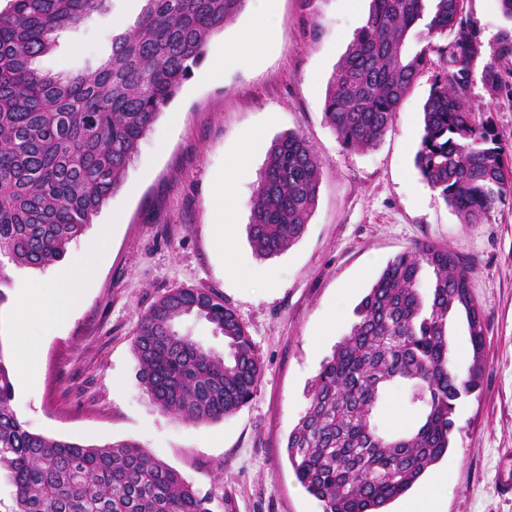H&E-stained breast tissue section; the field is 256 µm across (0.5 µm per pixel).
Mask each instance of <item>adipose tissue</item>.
Listing matches in <instances>:
<instances>
[{
  "label": "adipose tissue",
  "instance_id": "ef3b65f1",
  "mask_svg": "<svg viewBox=\"0 0 512 512\" xmlns=\"http://www.w3.org/2000/svg\"><path fill=\"white\" fill-rule=\"evenodd\" d=\"M91 265V259H84L78 270H64L56 281L36 283L27 289L20 303L15 329V363L20 382H28L37 370V363L30 354L29 326L36 324L43 332L53 331L58 323L67 317L76 302L69 287L70 282L75 280L78 272L87 271Z\"/></svg>",
  "mask_w": 512,
  "mask_h": 512
}]
</instances>
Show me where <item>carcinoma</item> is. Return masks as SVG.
Returning a JSON list of instances; mask_svg holds the SVG:
<instances>
[{"label":"carcinoma","instance_id":"1","mask_svg":"<svg viewBox=\"0 0 512 512\" xmlns=\"http://www.w3.org/2000/svg\"><path fill=\"white\" fill-rule=\"evenodd\" d=\"M105 2L11 0L0 11V304L9 285L5 264L44 269L66 257L119 188L141 138L191 77L210 37L249 0H144L95 69L56 75L34 67L55 32L79 26ZM463 4L372 0L332 77L324 116L344 147L376 146L437 53L447 67L424 104L415 166L461 223L481 224L512 200L503 135L486 117L512 62V0H498L501 26L488 45ZM412 36L419 48L409 52ZM477 81L489 98L480 110L466 105ZM319 182L320 165L301 135L274 143L252 201L249 237L259 256H276L301 237ZM426 269L434 278L422 292ZM471 274L463 256L433 241L396 255L322 363L286 453L324 512H385L447 453L455 404L474 392L483 372L485 326ZM458 315L473 351L464 377L452 366L448 341V322ZM188 317L224 336V352L181 334L177 326ZM132 348L152 403L193 423L238 411L262 373L236 312L190 288L168 292L140 316ZM396 384L405 389L411 420L385 435L373 419ZM14 393L0 352V471L14 487L8 512H214L210 493L137 442L85 445L31 432L12 407Z\"/></svg>","mask_w":512,"mask_h":512}]
</instances>
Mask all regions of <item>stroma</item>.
<instances>
[{"instance_id":"35a3bbf8","label":"stroma","mask_w":512,"mask_h":512,"mask_svg":"<svg viewBox=\"0 0 512 512\" xmlns=\"http://www.w3.org/2000/svg\"><path fill=\"white\" fill-rule=\"evenodd\" d=\"M281 23L249 61L226 54L254 24L245 9L213 34L193 74L141 140L120 188L70 258L79 302L52 334L34 332L38 368L16 385L12 407L31 432L82 444L134 440L202 490L216 512H323L288 462L287 436L307 387L356 320L355 308L395 255L433 241L474 268L471 293L485 323L480 387L455 405L440 475L443 512H512L499 482L512 471V204L481 224L460 223L414 166L434 70L401 103L374 148H345L324 118L328 82L365 23L371 0H274ZM142 0H107L76 29L56 33L43 71L67 75L112 47V18L134 21ZM221 67V78L210 75ZM305 138L322 167L302 236L263 258L248 238L252 200L269 151L284 134ZM246 161L232 189V223L213 199L229 161ZM45 270L9 267L0 304V355L14 349V309ZM177 288L222 297L245 325L263 371L253 399L222 420L195 424L153 405L137 379L132 337L140 315Z\"/></svg>"}]
</instances>
